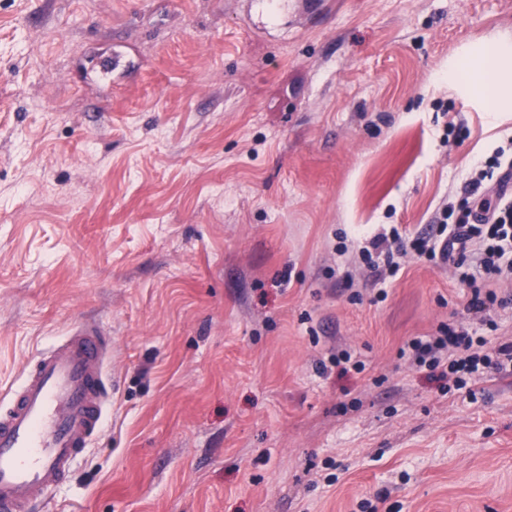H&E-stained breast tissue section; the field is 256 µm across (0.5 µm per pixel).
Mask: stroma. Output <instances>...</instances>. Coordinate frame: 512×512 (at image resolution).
Segmentation results:
<instances>
[{
    "mask_svg": "<svg viewBox=\"0 0 512 512\" xmlns=\"http://www.w3.org/2000/svg\"><path fill=\"white\" fill-rule=\"evenodd\" d=\"M495 38L512 0H0V398L76 323L112 338L36 512H512V375L399 356L443 324L495 349L512 303L468 312L472 261L354 259L512 142L445 74Z\"/></svg>",
    "mask_w": 512,
    "mask_h": 512,
    "instance_id": "obj_1",
    "label": "stroma"
}]
</instances>
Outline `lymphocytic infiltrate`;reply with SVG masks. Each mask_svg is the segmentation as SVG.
<instances>
[{
    "label": "lymphocytic infiltrate",
    "instance_id": "f902f5d3",
    "mask_svg": "<svg viewBox=\"0 0 512 512\" xmlns=\"http://www.w3.org/2000/svg\"><path fill=\"white\" fill-rule=\"evenodd\" d=\"M495 181L493 194H485L484 184ZM470 203L456 207L443 205L434 218L435 234L408 239L399 231L374 237L360 257L372 270L397 273L408 252L441 258L461 267L467 255L501 280H512V147H497L484 160L475 161L467 184ZM486 340L466 330L440 328L436 334L410 339L399 352L412 367L431 371L445 369L465 377L482 365L495 362L497 369L512 366V342L487 353Z\"/></svg>",
    "mask_w": 512,
    "mask_h": 512
}]
</instances>
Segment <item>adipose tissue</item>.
Segmentation results:
<instances>
[{"label": "adipose tissue", "mask_w": 512, "mask_h": 512, "mask_svg": "<svg viewBox=\"0 0 512 512\" xmlns=\"http://www.w3.org/2000/svg\"><path fill=\"white\" fill-rule=\"evenodd\" d=\"M449 80L464 79L466 90L486 103L489 111L512 103V41L494 40L481 50L450 62Z\"/></svg>", "instance_id": "ef3b65f1"}]
</instances>
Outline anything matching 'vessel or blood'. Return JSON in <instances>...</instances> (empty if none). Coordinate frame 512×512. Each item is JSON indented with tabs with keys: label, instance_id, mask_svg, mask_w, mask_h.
<instances>
[{
	"label": "vessel or blood",
	"instance_id": "1",
	"mask_svg": "<svg viewBox=\"0 0 512 512\" xmlns=\"http://www.w3.org/2000/svg\"><path fill=\"white\" fill-rule=\"evenodd\" d=\"M108 343L100 328L75 324L0 407V512H25L58 487L101 432L111 392Z\"/></svg>",
	"mask_w": 512,
	"mask_h": 512
}]
</instances>
